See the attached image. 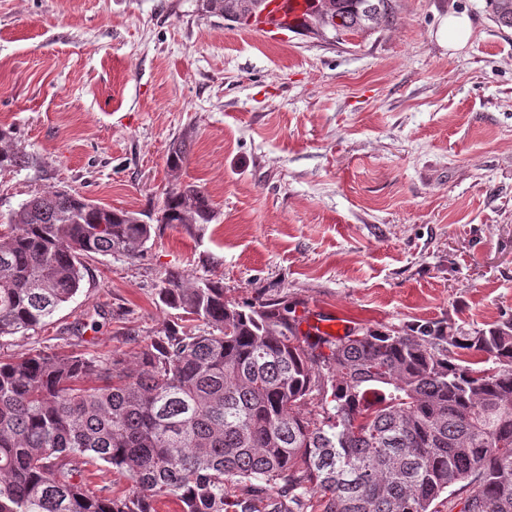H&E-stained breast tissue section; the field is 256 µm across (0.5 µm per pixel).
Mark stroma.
<instances>
[{
    "mask_svg": "<svg viewBox=\"0 0 512 512\" xmlns=\"http://www.w3.org/2000/svg\"><path fill=\"white\" fill-rule=\"evenodd\" d=\"M486 2L399 0L345 41H273L201 0H0V125L36 160L0 172V219L59 188L153 211L179 181L216 213L203 237L86 258L74 298L0 357L136 365L175 320L174 270L349 331L512 317V28ZM455 15L471 35L452 50Z\"/></svg>",
    "mask_w": 512,
    "mask_h": 512,
    "instance_id": "35a3bbf8",
    "label": "stroma"
}]
</instances>
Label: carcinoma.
Here are the masks:
<instances>
[{"instance_id":"cac0c4a2","label":"carcinoma","mask_w":512,"mask_h":512,"mask_svg":"<svg viewBox=\"0 0 512 512\" xmlns=\"http://www.w3.org/2000/svg\"><path fill=\"white\" fill-rule=\"evenodd\" d=\"M259 0H202V9L250 25ZM497 25L512 0H487ZM398 0H319L309 27L362 32L391 24ZM187 139L172 147V169ZM32 156L0 128V170ZM214 220L208 195L177 183L156 224L65 189L22 202L0 228V338L25 334L79 290L83 259L134 255L161 226L199 236ZM159 300L188 326L167 325L138 366L120 358L28 354L0 360V512H512V320L489 328L439 323L311 342L284 301L242 307L224 285L180 272ZM328 352H323L322 348ZM491 367L481 368L479 364ZM100 385L87 389L86 379ZM317 400L320 412L307 410ZM102 461L134 488L89 491ZM251 494L229 495L226 483Z\"/></svg>"}]
</instances>
